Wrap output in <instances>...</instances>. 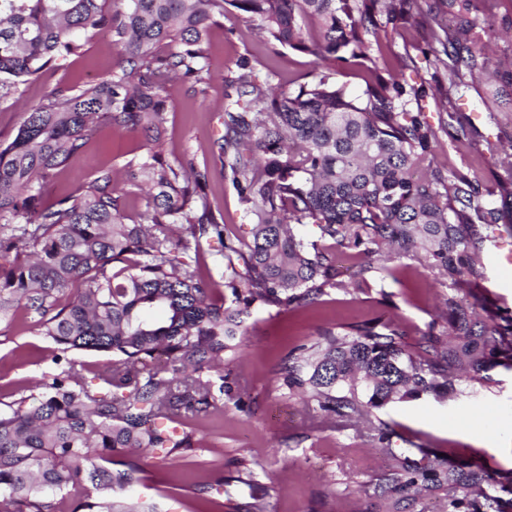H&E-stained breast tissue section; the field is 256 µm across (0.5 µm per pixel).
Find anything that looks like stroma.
<instances>
[{"label": "stroma", "instance_id": "stroma-1", "mask_svg": "<svg viewBox=\"0 0 512 512\" xmlns=\"http://www.w3.org/2000/svg\"><path fill=\"white\" fill-rule=\"evenodd\" d=\"M474 17L486 29V39L499 61H512V30L501 20L512 16V0H474ZM407 24H386L373 55L382 75H391L406 89L405 107L420 113L438 138L436 164L445 175L460 174L478 187L479 203L501 209L505 220L512 203L503 200L499 181L504 178L505 153L512 149V89L491 82L448 91V70L443 47L433 39L424 16L426 0H406ZM260 22L227 8L204 43L211 69L206 95L195 94L187 83L175 84L166 107L163 154L172 162L192 164L207 174V195L212 210L225 224L244 233L247 219L238 194L221 177L210 142L221 126L213 111L223 104L226 81L238 73L237 63L248 59L258 77L286 88L307 81L310 55L268 43ZM84 54L61 61L44 83L20 89L16 97L0 99V143L10 141L23 121V110L38 104L46 88H78L117 60L109 38L86 33ZM502 93L507 104L487 115L482 100ZM149 144L139 132L117 133L99 127L68 168L43 187L47 200L92 179L104 165L121 175V204L129 222H139L146 209V194L125 181L129 164L147 158ZM497 246L486 263L482 294L488 304L512 313V226H491ZM378 291L389 294L390 315L418 340L448 293L446 283L416 269L404 256H392ZM355 288L334 291L309 307L290 312L268 308L246 321L248 348L235 359L234 372L245 392L243 405L224 403L223 411L195 421L204 440L181 455L155 452L145 464L134 499L155 504L158 512H231L230 503L247 504L260 497L265 512H387L388 502L372 495V486L388 460L374 448L367 431L324 420L319 413L289 396L275 379V366L292 347L319 339L322 329L373 316L377 293ZM56 349L38 335L25 311L0 321V403L19 400L27 381L52 371ZM493 384L481 389L462 381L457 399L439 403L431 398L399 402L378 411L408 442L422 448L425 463L436 465L443 456L482 458L497 477L512 474V367L491 371ZM223 475L227 495L198 492L201 483Z\"/></svg>", "mask_w": 512, "mask_h": 512}]
</instances>
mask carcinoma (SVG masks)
Returning <instances> with one entry per match:
<instances>
[{
  "instance_id": "obj_1",
  "label": "carcinoma",
  "mask_w": 512,
  "mask_h": 512,
  "mask_svg": "<svg viewBox=\"0 0 512 512\" xmlns=\"http://www.w3.org/2000/svg\"><path fill=\"white\" fill-rule=\"evenodd\" d=\"M0 0V99L82 53L90 30L117 48L112 68L77 92L53 88L27 112L16 136L0 144V318L35 313L40 335L56 345L55 371L35 392L0 408V512H157L126 492L154 452L197 447L193 428L170 425L224 408L235 380L224 372L245 346L244 319L256 309L294 310L345 290L338 256L356 263L355 288L369 291L397 247L444 278L455 293L414 344L403 327L377 316L327 327L321 340L289 351L275 376L327 420L365 424L393 465L375 490L392 507L444 495L448 512H503L481 464L431 466L395 432L374 422L389 404L461 392L459 374L512 361V322L477 296L495 237L497 208L474 204L463 176L433 169L432 127L402 110L405 87L377 74L359 94L336 80V63H375L381 18L409 22L404 0ZM472 0H434L427 17L448 64V91L471 87L494 66ZM232 6L258 17L265 39L314 57L311 80L267 93L249 62L227 80L236 96L218 113L224 132L211 142L252 220L246 236L227 230L208 201L207 175L161 156L170 78L206 94L203 42ZM313 20L320 38L306 36ZM176 50L159 54L157 45ZM142 130L150 160L129 166L148 187L146 223L128 224L112 168L54 202L42 186L65 168L100 123ZM475 219L458 223L461 209ZM313 224L312 239L295 226ZM83 352L107 365L84 377ZM128 460L114 467L112 453Z\"/></svg>"
}]
</instances>
